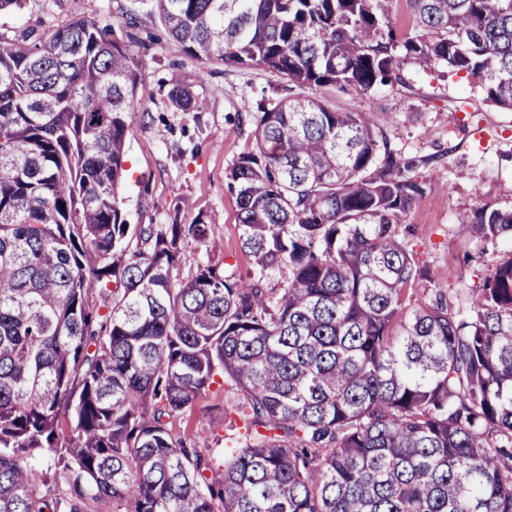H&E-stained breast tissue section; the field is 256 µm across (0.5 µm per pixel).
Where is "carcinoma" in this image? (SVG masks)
<instances>
[{
	"label": "carcinoma",
	"mask_w": 512,
	"mask_h": 512,
	"mask_svg": "<svg viewBox=\"0 0 512 512\" xmlns=\"http://www.w3.org/2000/svg\"><path fill=\"white\" fill-rule=\"evenodd\" d=\"M144 2L195 60L288 81L228 176L251 266L188 251L199 216L122 218L131 33L1 35L0 512H512V259L453 299L413 290L419 160L357 108L405 61L512 110V0H408L406 31L392 0ZM465 223L512 241V209ZM218 375L239 433L216 467L174 421Z\"/></svg>",
	"instance_id": "obj_1"
}]
</instances>
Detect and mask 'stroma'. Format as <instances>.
<instances>
[{"label":"stroma","mask_w":512,"mask_h":512,"mask_svg":"<svg viewBox=\"0 0 512 512\" xmlns=\"http://www.w3.org/2000/svg\"><path fill=\"white\" fill-rule=\"evenodd\" d=\"M90 17L133 32L145 44L144 90L134 135L125 147V179L117 197L130 224H181L203 219L209 236L190 242L198 257L215 255L246 273L240 247L236 196L227 176L252 146L254 117L286 94L288 82L257 67L203 65L188 57L141 0H23L0 13V34L13 35ZM134 27H127L129 18ZM405 85L373 91L359 108L387 135L392 148L419 159L415 174L426 192L405 217L406 241L425 276L421 288L466 291L494 266L512 258V242L484 249L461 218L480 203L512 207V112L491 106L464 74L438 64L402 67ZM182 84L200 107L188 112L169 92ZM230 394L210 389L175 425L211 447L224 445V426L214 405Z\"/></svg>","instance_id":"1"}]
</instances>
